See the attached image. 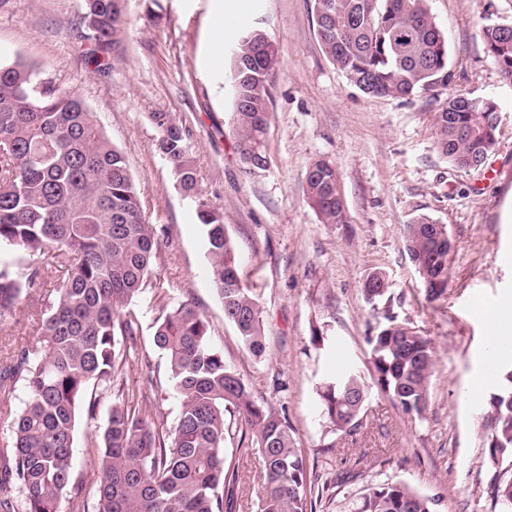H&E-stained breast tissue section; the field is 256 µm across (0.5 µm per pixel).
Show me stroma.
Masks as SVG:
<instances>
[{
	"instance_id": "1",
	"label": "stroma",
	"mask_w": 512,
	"mask_h": 512,
	"mask_svg": "<svg viewBox=\"0 0 512 512\" xmlns=\"http://www.w3.org/2000/svg\"><path fill=\"white\" fill-rule=\"evenodd\" d=\"M428 5L448 39L454 78L448 88L403 101L370 97L345 82L316 39L312 0H250V25L274 42L279 70L269 168L248 178L235 150L227 71L207 61L212 0H127L128 25L103 73L79 55L82 0H0V62L23 56L42 65L44 79L86 101L126 155L146 221L165 231L157 272L167 292L146 289L132 305L139 334L127 353L126 381L144 384L151 369L163 377L161 388L146 390L143 412L162 430L176 421L180 396L153 345V325L163 298L191 301L225 363L258 399L285 410L320 489L314 512H346L364 489L391 479L435 497L437 512H499L487 491L482 438L489 395L512 365V325L500 329L503 359L487 369L493 324L475 306L512 300V81L486 58L480 27L512 24V0ZM455 91L498 107V144L478 171L451 167L431 139L432 116ZM155 112L185 132L205 198L224 214L262 311V356L224 318L203 227L158 150ZM318 159L339 173L348 223H320L307 202L305 174ZM421 214L446 224L454 243L447 291L432 302L404 243L406 225ZM375 271L392 284L394 315L436 349L430 406L425 418L412 419L374 392L356 434L333 433L319 414V391L347 369L370 376L367 336L383 317L361 287ZM50 294L42 288L0 318V359L16 345H36ZM87 395L96 415H78L71 466L78 495L63 500L61 512L76 504L95 512L100 469L89 446L114 398L93 386ZM224 455L243 480L238 512H256L264 476L258 456L233 441Z\"/></svg>"
}]
</instances>
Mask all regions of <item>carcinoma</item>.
Listing matches in <instances>:
<instances>
[{"label":"carcinoma","mask_w":512,"mask_h":512,"mask_svg":"<svg viewBox=\"0 0 512 512\" xmlns=\"http://www.w3.org/2000/svg\"><path fill=\"white\" fill-rule=\"evenodd\" d=\"M78 35L83 60L107 70L121 45L125 0H83ZM316 38L347 83L368 96L410 100L453 74L448 41L428 0H313ZM237 40L243 72L232 77V122L242 172L265 165L266 135L277 52L268 36ZM481 40L490 62L512 81V25L489 22ZM42 69L17 56L0 62V247L40 260L13 270L0 264V317L17 310L24 293L57 279L45 304L37 345L17 349L0 365V512H59L71 486L76 417L90 385L114 389L105 428L92 441L101 477L96 512H236L242 483L226 464L224 447L242 423L238 444L254 451L264 470L257 512H313L306 461L286 414L257 400L224 362L209 324L189 301L161 307L153 344L166 357L180 394L174 426L152 427L140 410V386L124 382L126 343L139 333L132 302L147 288L166 289L156 276L164 231L147 224L123 153L108 139L76 94L40 78ZM496 103L466 93L448 96L434 113L431 134L440 155L468 171L497 144ZM159 149L184 198L195 205L208 245L225 319L256 357L264 324L254 289L241 276L224 213L203 198L186 134L162 112ZM339 175L318 159L305 176V194L323 224H346L336 202ZM427 215L406 225L405 247L427 300L448 288V239L435 237ZM386 323L368 337L372 382L355 372L320 389L323 420L332 432L352 435L371 392L420 419L435 374L431 340L390 310V283L381 272L363 283ZM25 388L13 409L18 385ZM483 440L489 487L500 512H512V371L487 402ZM508 463L505 475L502 466ZM436 499L401 480L372 487L348 512H435Z\"/></svg>","instance_id":"cac0c4a2"}]
</instances>
